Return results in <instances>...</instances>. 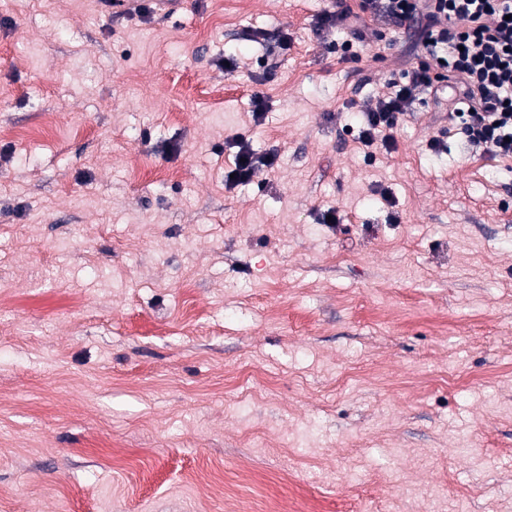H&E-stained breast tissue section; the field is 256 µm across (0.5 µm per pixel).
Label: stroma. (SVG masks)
<instances>
[{"label":"stroma","instance_id":"35a3bbf8","mask_svg":"<svg viewBox=\"0 0 512 512\" xmlns=\"http://www.w3.org/2000/svg\"><path fill=\"white\" fill-rule=\"evenodd\" d=\"M333 5L0 0V512H512V158ZM228 144L232 145L230 148H238L234 156V168L227 173L225 179V182L231 186L248 184L259 166L271 167L276 163V155H257L241 136ZM241 158H245L246 162H242ZM232 173H235L234 178H230Z\"/></svg>","mask_w":512,"mask_h":512}]
</instances>
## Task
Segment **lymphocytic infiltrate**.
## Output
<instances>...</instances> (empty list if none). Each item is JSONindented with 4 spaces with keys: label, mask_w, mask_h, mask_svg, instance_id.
I'll use <instances>...</instances> for the list:
<instances>
[{
    "label": "lymphocytic infiltrate",
    "mask_w": 512,
    "mask_h": 512,
    "mask_svg": "<svg viewBox=\"0 0 512 512\" xmlns=\"http://www.w3.org/2000/svg\"><path fill=\"white\" fill-rule=\"evenodd\" d=\"M361 13L413 30L423 53L367 108L365 146L392 148L393 129L423 93L454 90L450 120L491 157L512 158V0H359Z\"/></svg>",
    "instance_id": "lymphocytic-infiltrate-1"
}]
</instances>
